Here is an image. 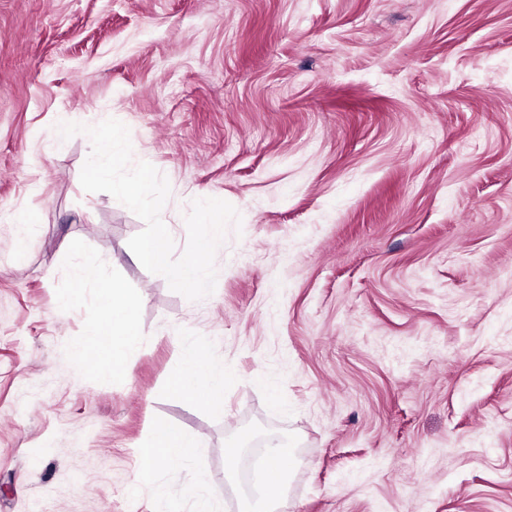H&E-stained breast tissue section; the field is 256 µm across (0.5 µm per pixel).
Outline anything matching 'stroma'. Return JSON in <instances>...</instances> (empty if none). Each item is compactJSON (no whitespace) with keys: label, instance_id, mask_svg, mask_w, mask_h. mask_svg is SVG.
<instances>
[{"label":"stroma","instance_id":"stroma-1","mask_svg":"<svg viewBox=\"0 0 512 512\" xmlns=\"http://www.w3.org/2000/svg\"><path fill=\"white\" fill-rule=\"evenodd\" d=\"M109 118L170 184L175 254L196 192L240 213L206 298L83 190L57 126ZM84 263L139 300L130 378L76 358ZM187 336L222 405L170 395ZM159 423L199 439L159 467L172 512H240L275 443L278 512H512V0H0V512H154ZM197 447L196 440L181 429L168 424L152 427L138 448L140 486H153L159 512H167L168 506L161 485L157 484L158 465L162 461H189Z\"/></svg>","mask_w":512,"mask_h":512}]
</instances>
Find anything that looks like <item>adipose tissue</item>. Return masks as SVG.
Listing matches in <instances>:
<instances>
[{
  "mask_svg": "<svg viewBox=\"0 0 512 512\" xmlns=\"http://www.w3.org/2000/svg\"><path fill=\"white\" fill-rule=\"evenodd\" d=\"M74 278L79 285L93 286L100 310V317L90 335L76 346L82 362L91 363L99 377L105 380L128 376L129 354L140 343L136 298L123 281L106 277L89 264L77 267ZM225 384L224 372L213 370L204 351L190 343L184 350L181 367L169 380V391L176 397L191 396L214 405L223 403ZM196 446L192 436L168 424L152 427L140 444L138 483L155 487L158 512H168L165 495L156 488L159 463L189 461ZM289 456L288 449L282 446L270 448L265 481L247 497L243 512H272V502L266 490L283 480L284 464Z\"/></svg>",
  "mask_w": 512,
  "mask_h": 512,
  "instance_id": "adipose-tissue-1",
  "label": "adipose tissue"
}]
</instances>
